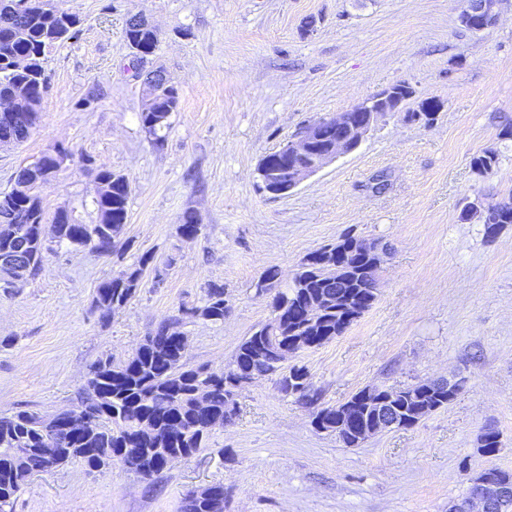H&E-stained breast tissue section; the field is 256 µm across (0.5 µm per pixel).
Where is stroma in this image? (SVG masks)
<instances>
[{
  "label": "stroma",
  "mask_w": 512,
  "mask_h": 512,
  "mask_svg": "<svg viewBox=\"0 0 512 512\" xmlns=\"http://www.w3.org/2000/svg\"><path fill=\"white\" fill-rule=\"evenodd\" d=\"M81 24L47 58L41 121L0 149V192L23 161L56 145L73 156L43 187L47 212L92 198L98 167L132 182L114 253L48 239L39 274L0 285V413L43 415L76 405L99 358L132 356L169 323L188 339L187 365L219 369L272 316L302 260L343 234L387 253L373 306L341 336L294 358L336 406L357 391L422 379L463 382L448 406L410 429L357 447L312 426L315 406L284 397L275 379L244 387L233 420L208 448L152 478L70 462L33 476L14 512H181L187 493L224 486V512H448L471 472L512 470V224L487 237L463 220L475 196L512 197V0L491 29L458 22L462 0H62ZM158 31L161 65L180 100L161 137L138 118L129 14ZM404 110L381 119L353 152L284 196L266 192L261 159L311 121L396 84ZM496 150L493 175L474 156ZM387 187L375 188L376 176ZM201 230L178 226L185 214ZM273 290L258 291L269 267ZM141 269L136 296L109 320L98 285ZM224 287L223 323L189 317L210 284ZM501 448L482 456L478 437Z\"/></svg>",
  "instance_id": "obj_1"
}]
</instances>
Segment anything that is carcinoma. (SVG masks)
I'll return each mask as SVG.
<instances>
[{
  "mask_svg": "<svg viewBox=\"0 0 512 512\" xmlns=\"http://www.w3.org/2000/svg\"><path fill=\"white\" fill-rule=\"evenodd\" d=\"M80 22L77 14L60 9L54 13L35 10L8 26L0 25V90L13 86L18 95L15 102L20 112L30 115V126L40 120L42 103L48 91L45 75L47 55L72 38ZM125 38L133 53H155L158 35L150 25L133 23L128 18ZM25 57L30 67L23 71L11 68L12 60ZM146 102L140 121L151 135L169 129L172 112L179 98L144 78ZM498 154L485 150L472 159L476 174L495 173ZM96 179L112 184V197L107 202L92 201L89 219L72 216V223L64 224L58 216H47L45 207L32 208L16 196L17 187L33 180L25 167H19L14 187L0 192V254L16 252V269L9 274L12 284L24 283L41 269L48 250L42 239V225H56L55 238L75 250L91 248L104 255L112 254L115 240L128 221L130 178L122 173L101 167ZM141 270L120 272L103 281L93 297L92 306L100 317L108 319L122 309L140 287ZM322 293L340 295L343 300L360 299L371 308L375 300L372 285L351 274H328L323 264L302 261L291 285L277 293L272 302L273 317L259 325L237 347L224 368L211 370L188 366L181 354L176 333L167 327L144 338L136 352L125 361L115 362L107 356L90 368L84 397L67 409L78 418L91 413L88 421L79 425L78 433L70 435L58 428L54 421L28 410L0 414V512H12L13 503L28 479L48 470L40 453L43 440L56 438V447L65 449L57 465L78 461L90 469L110 467L115 463L139 471V457L153 455L155 448H167L187 458L208 447L209 439L218 423L237 414L228 407L236 400L235 384L242 378H276L281 393L296 397L311 405L318 402L311 375L304 365L283 366L274 357V350L283 340L302 338L319 347L342 332L344 312L336 305L327 308L322 319L310 324L304 307ZM228 303L224 287L209 285L205 304L193 315L217 324L224 322ZM205 388L206 405L195 399L198 388ZM127 448L142 449L141 456H129ZM182 512H224V507L207 498L185 501Z\"/></svg>",
  "mask_w": 512,
  "mask_h": 512,
  "instance_id": "cac0c4a2",
  "label": "carcinoma"
}]
</instances>
